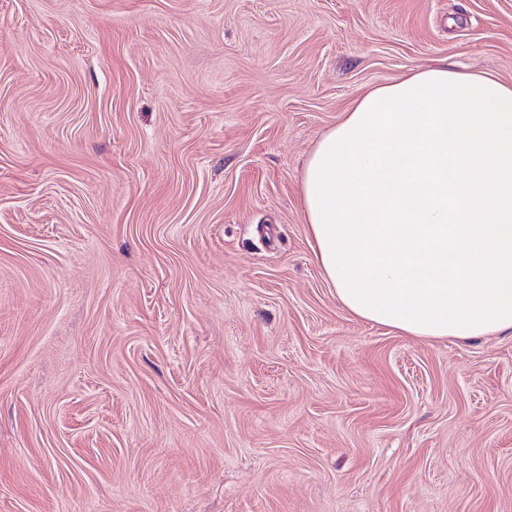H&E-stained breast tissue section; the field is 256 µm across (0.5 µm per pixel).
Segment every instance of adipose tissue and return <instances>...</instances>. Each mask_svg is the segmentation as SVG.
Here are the masks:
<instances>
[{
	"label": "adipose tissue",
	"instance_id": "adipose-tissue-1",
	"mask_svg": "<svg viewBox=\"0 0 512 512\" xmlns=\"http://www.w3.org/2000/svg\"><path fill=\"white\" fill-rule=\"evenodd\" d=\"M301 194L354 316L426 339L512 332V85L436 65L371 89L317 142Z\"/></svg>",
	"mask_w": 512,
	"mask_h": 512
}]
</instances>
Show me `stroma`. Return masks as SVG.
<instances>
[{
    "instance_id": "stroma-1",
    "label": "stroma",
    "mask_w": 512,
    "mask_h": 512,
    "mask_svg": "<svg viewBox=\"0 0 512 512\" xmlns=\"http://www.w3.org/2000/svg\"><path fill=\"white\" fill-rule=\"evenodd\" d=\"M439 61L512 0H0V512H512V333L352 315L300 193Z\"/></svg>"
}]
</instances>
